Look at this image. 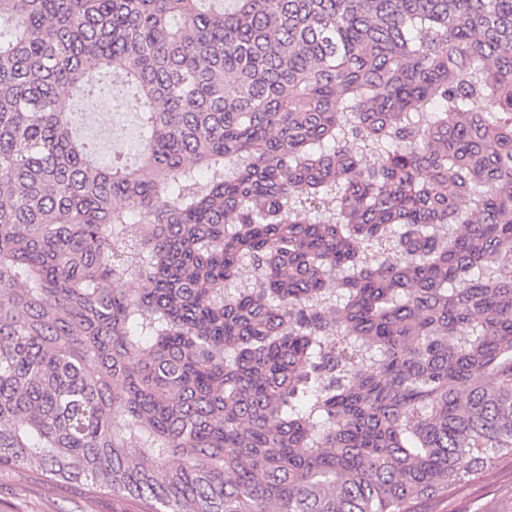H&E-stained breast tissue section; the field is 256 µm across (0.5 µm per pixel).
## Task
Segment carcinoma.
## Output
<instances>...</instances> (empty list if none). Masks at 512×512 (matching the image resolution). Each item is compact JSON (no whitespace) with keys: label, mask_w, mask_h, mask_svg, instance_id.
<instances>
[{"label":"carcinoma","mask_w":512,"mask_h":512,"mask_svg":"<svg viewBox=\"0 0 512 512\" xmlns=\"http://www.w3.org/2000/svg\"><path fill=\"white\" fill-rule=\"evenodd\" d=\"M511 85L512 0H0V470L416 512L512 460ZM112 106L107 97H97L89 107L78 105L73 109V119L77 130L94 145L97 155L104 161L112 159L115 153L133 154L137 149L139 126L133 121L127 104L119 102L122 109ZM113 121L117 125V135L113 136Z\"/></svg>","instance_id":"carcinoma-1"}]
</instances>
